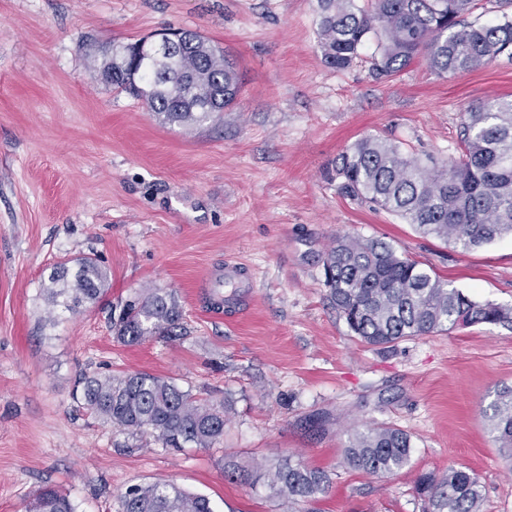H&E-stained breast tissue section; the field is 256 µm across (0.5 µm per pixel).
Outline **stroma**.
I'll use <instances>...</instances> for the list:
<instances>
[{
    "label": "stroma",
    "mask_w": 512,
    "mask_h": 512,
    "mask_svg": "<svg viewBox=\"0 0 512 512\" xmlns=\"http://www.w3.org/2000/svg\"><path fill=\"white\" fill-rule=\"evenodd\" d=\"M317 0H0V512L52 486L75 512H118L134 483L170 481L213 512H282L226 462L292 456L327 471L316 512H422L419 473L476 474L483 512H512V463L489 407L512 387V323L415 336L382 349L331 306L321 258L336 235L391 244L470 298L512 309V235L465 251L395 214L341 197L325 168L356 139L457 156L467 107L512 97V58L453 75L416 59L371 73L376 38L346 69L325 65ZM190 30L235 62L243 88L221 120L158 123L88 63L112 41ZM98 259L108 288L71 314L45 294L53 265ZM252 288L215 306L224 268ZM160 287L189 329L136 346L110 330L113 303ZM175 378L230 409L212 448L138 442L78 408L85 372ZM330 419L312 434L302 418ZM393 424L413 441L388 478L346 469L350 433Z\"/></svg>",
    "instance_id": "obj_1"
}]
</instances>
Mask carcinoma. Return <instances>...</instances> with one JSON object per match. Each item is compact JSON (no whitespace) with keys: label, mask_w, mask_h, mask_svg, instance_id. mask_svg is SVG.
<instances>
[{"label":"carcinoma","mask_w":512,"mask_h":512,"mask_svg":"<svg viewBox=\"0 0 512 512\" xmlns=\"http://www.w3.org/2000/svg\"><path fill=\"white\" fill-rule=\"evenodd\" d=\"M477 0H319L318 46L324 63L346 69L368 36L377 39L373 72L389 78L419 56L440 74H456L512 58V16L486 23L461 20ZM93 67L118 92L144 101L164 125L191 129L218 120L240 92L238 72L224 49L202 35L181 31L174 51L157 54L138 43L112 42ZM459 156L424 162L391 140L365 136L337 155L328 179L346 198L384 209L420 233L464 250L512 234V99L468 107L460 130ZM332 306L352 333L386 347L415 336L473 324L512 323V311L479 302L441 279L423 263L373 239L337 236L322 259ZM107 272L86 256L74 265H54L48 299L69 313L95 303L105 292ZM183 310L166 288L134 291L112 305V332L125 345L153 337L184 335ZM73 400L84 411L132 439L152 435L164 448H211L224 437L227 406L214 405L174 379L149 372L92 373L80 378ZM491 426L512 456V388L498 394ZM412 436L381 424L353 432L343 450L351 470L391 476L410 461ZM227 476L262 483L288 504L312 502L331 477L286 457L274 465H227ZM416 491L424 512H481L478 478L463 468L418 475ZM120 512H212L207 498L173 483L135 484L120 496ZM75 512L51 487L36 492L26 510Z\"/></svg>","instance_id":"1"}]
</instances>
